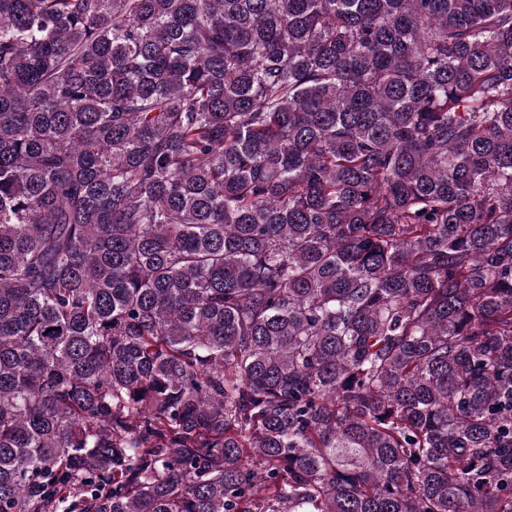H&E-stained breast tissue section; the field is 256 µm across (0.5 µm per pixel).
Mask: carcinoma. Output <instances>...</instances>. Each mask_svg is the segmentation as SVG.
<instances>
[{
    "label": "carcinoma",
    "instance_id": "obj_1",
    "mask_svg": "<svg viewBox=\"0 0 512 512\" xmlns=\"http://www.w3.org/2000/svg\"><path fill=\"white\" fill-rule=\"evenodd\" d=\"M0 512H512V0H0Z\"/></svg>",
    "mask_w": 512,
    "mask_h": 512
}]
</instances>
